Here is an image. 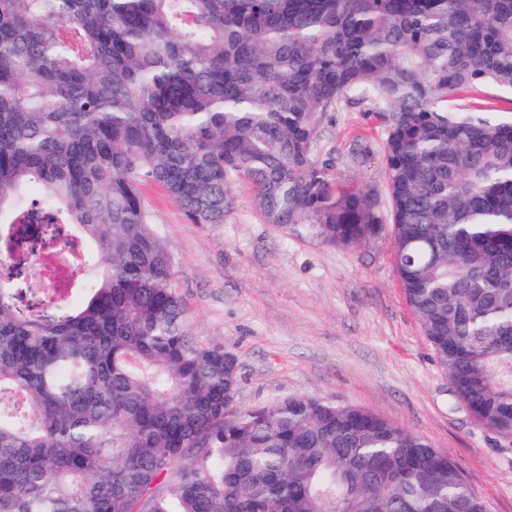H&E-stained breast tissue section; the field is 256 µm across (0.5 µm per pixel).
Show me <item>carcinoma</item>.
Masks as SVG:
<instances>
[{"label":"carcinoma","instance_id":"1","mask_svg":"<svg viewBox=\"0 0 512 512\" xmlns=\"http://www.w3.org/2000/svg\"><path fill=\"white\" fill-rule=\"evenodd\" d=\"M512 0H0V226L93 244L68 295L0 284V512H489L456 462L316 395L236 405L142 199L352 246L390 226L459 402L512 447ZM387 122L389 211L314 146L354 97ZM512 96L495 88L479 86L465 93L462 100L448 103V109L461 106H484L485 112L512 113Z\"/></svg>","mask_w":512,"mask_h":512}]
</instances>
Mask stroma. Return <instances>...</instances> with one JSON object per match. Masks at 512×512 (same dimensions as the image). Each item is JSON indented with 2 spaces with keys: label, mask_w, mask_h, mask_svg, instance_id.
<instances>
[{
  "label": "stroma",
  "mask_w": 512,
  "mask_h": 512,
  "mask_svg": "<svg viewBox=\"0 0 512 512\" xmlns=\"http://www.w3.org/2000/svg\"><path fill=\"white\" fill-rule=\"evenodd\" d=\"M384 138L376 108L357 102L328 113L314 154L382 192ZM231 191L224 223L193 224L161 187H141L198 340L237 360V405L311 394L367 408L446 451L490 512H512V449L456 399L405 302L390 234L331 245L304 224H264L249 183Z\"/></svg>",
  "instance_id": "stroma-1"
}]
</instances>
